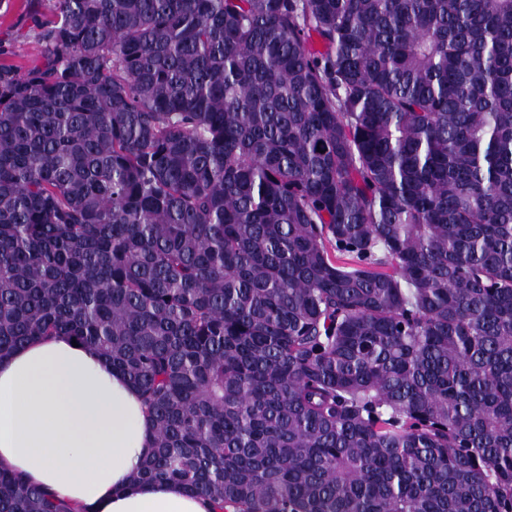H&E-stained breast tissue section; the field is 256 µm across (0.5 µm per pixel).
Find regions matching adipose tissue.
Returning a JSON list of instances; mask_svg holds the SVG:
<instances>
[{
	"label": "adipose tissue",
	"mask_w": 512,
	"mask_h": 512,
	"mask_svg": "<svg viewBox=\"0 0 512 512\" xmlns=\"http://www.w3.org/2000/svg\"><path fill=\"white\" fill-rule=\"evenodd\" d=\"M152 443L147 409L101 355L71 338L0 360V467L84 512H209L169 481L131 482Z\"/></svg>",
	"instance_id": "obj_1"
}]
</instances>
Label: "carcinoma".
<instances>
[{
    "label": "carcinoma",
    "mask_w": 512,
    "mask_h": 512,
    "mask_svg": "<svg viewBox=\"0 0 512 512\" xmlns=\"http://www.w3.org/2000/svg\"><path fill=\"white\" fill-rule=\"evenodd\" d=\"M51 3L0 360L111 359L132 481L215 512H512V0ZM0 512L81 510L1 469Z\"/></svg>",
    "instance_id": "carcinoma-1"
}]
</instances>
